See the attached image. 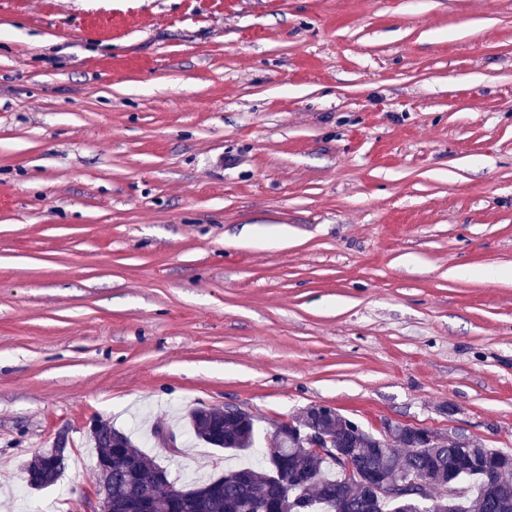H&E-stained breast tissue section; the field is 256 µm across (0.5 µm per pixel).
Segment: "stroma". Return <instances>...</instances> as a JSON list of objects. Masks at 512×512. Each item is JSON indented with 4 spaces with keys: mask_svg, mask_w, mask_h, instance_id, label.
I'll return each instance as SVG.
<instances>
[{
    "mask_svg": "<svg viewBox=\"0 0 512 512\" xmlns=\"http://www.w3.org/2000/svg\"><path fill=\"white\" fill-rule=\"evenodd\" d=\"M227 404L512 453V0H0V512ZM50 450L51 448H46L35 457L34 461L26 466V482L28 487L34 489L46 488L54 485L62 476L66 468L67 456L64 454L59 462L49 468L46 465V459L42 455L48 454Z\"/></svg>",
    "mask_w": 512,
    "mask_h": 512,
    "instance_id": "stroma-1",
    "label": "stroma"
}]
</instances>
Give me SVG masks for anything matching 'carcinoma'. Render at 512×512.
Masks as SVG:
<instances>
[{
	"label": "carcinoma",
	"instance_id": "carcinoma-1",
	"mask_svg": "<svg viewBox=\"0 0 512 512\" xmlns=\"http://www.w3.org/2000/svg\"><path fill=\"white\" fill-rule=\"evenodd\" d=\"M297 420L334 436L336 447L348 449L362 473L398 483L405 474L417 472L434 492L424 503L373 498L362 483L346 480L333 458L317 455L290 432L278 427L270 445L257 448L252 421L201 409L188 414L187 436L214 448L251 449L252 465L177 488L151 480L162 466L139 449L132 432L111 425L90 435L97 458L112 460L110 474H99V485L108 486L114 499L148 494L156 512H166L174 495L182 498L184 512H512V454L494 456L478 442H454L437 432L428 447L418 448L414 428L399 425L392 431L400 447L390 448L336 409L317 413L310 407ZM274 454L283 456L292 480L283 481L281 469L273 468ZM66 461L64 456L49 468L37 455L26 466L28 487L55 484Z\"/></svg>",
	"mask_w": 512,
	"mask_h": 512
}]
</instances>
